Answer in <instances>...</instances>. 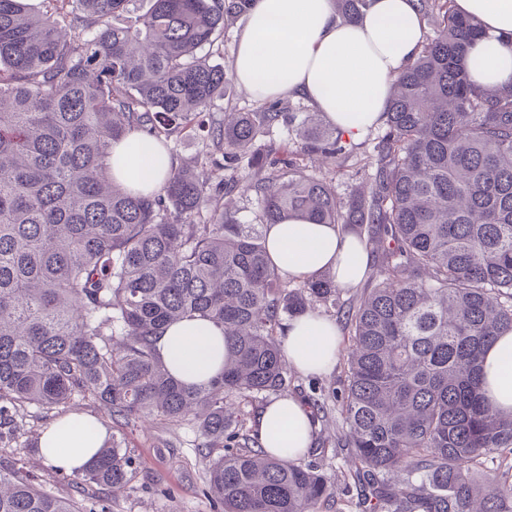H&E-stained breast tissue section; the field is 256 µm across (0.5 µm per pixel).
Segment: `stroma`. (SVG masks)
<instances>
[{"label": "stroma", "instance_id": "35a3bbf8", "mask_svg": "<svg viewBox=\"0 0 512 512\" xmlns=\"http://www.w3.org/2000/svg\"><path fill=\"white\" fill-rule=\"evenodd\" d=\"M378 135V130H370L354 140L348 157L338 160L320 154L299 156V168L305 175L331 183L337 198L348 201L369 185L364 160L372 154ZM350 346V339L342 340L337 361L329 373L306 375L291 371L289 392L302 397L312 393L322 396L328 415L315 424L313 460L337 500L347 501L346 512H360L358 492L349 475V451L339 445L345 430L333 398L334 393L343 389ZM70 409L100 421L133 457L134 477L129 489L115 492L106 488L99 493L109 512H211L208 499L201 493L210 456L193 425L186 422L171 426L157 420L124 424L113 420L108 405L87 400H74ZM56 417L53 410L28 408L20 413L11 437L0 440V446L21 457L47 490L81 502L85 496L77 476L56 470L38 451L41 430Z\"/></svg>", "mask_w": 512, "mask_h": 512}]
</instances>
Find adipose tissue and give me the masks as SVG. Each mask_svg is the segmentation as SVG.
<instances>
[{
  "mask_svg": "<svg viewBox=\"0 0 512 512\" xmlns=\"http://www.w3.org/2000/svg\"><path fill=\"white\" fill-rule=\"evenodd\" d=\"M454 7L483 31L465 56L472 80L489 90L512 85V0H454ZM424 29L413 0H371L351 22L337 18L334 0H258L237 39L232 74L257 99H306L355 139L383 122L393 82L420 51ZM172 166L170 155L140 133L112 144V177L132 193L160 191ZM265 236L284 278L303 280L328 270L336 287L347 290L366 277L368 254L357 234L341 232L338 225L293 216L266 225ZM339 344L336 324L311 314L289 321L282 339L290 366L316 375L334 366ZM157 349L186 385L219 376L227 356L223 329L197 316L168 325ZM480 387L493 410L512 414V331L485 351ZM313 431L305 406L292 396L272 399L253 421L262 449L282 459L306 453ZM108 435L95 418L70 414L43 428L40 453L53 467L79 473L95 462Z\"/></svg>",
  "mask_w": 512,
  "mask_h": 512,
  "instance_id": "ef3b65f1",
  "label": "adipose tissue"
}]
</instances>
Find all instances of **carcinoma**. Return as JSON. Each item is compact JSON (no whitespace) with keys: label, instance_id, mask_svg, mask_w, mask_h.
<instances>
[{"label":"carcinoma","instance_id":"carcinoma-1","mask_svg":"<svg viewBox=\"0 0 512 512\" xmlns=\"http://www.w3.org/2000/svg\"><path fill=\"white\" fill-rule=\"evenodd\" d=\"M0 0V427L28 407L81 398L125 423L190 422L222 448L205 494L223 512H322L313 464L264 455L228 400L288 394L282 332L318 304L349 330L339 414L366 512H512V416L484 401L485 349L512 330V89L477 86L463 63L479 35L453 0H416L434 36L393 85L369 190L344 205L287 157H262L244 190L262 223L224 209L256 139L295 133L302 154L336 159L344 135L295 123L279 97L213 118L233 76L213 59L258 0ZM349 20L369 0H335ZM163 149L204 133V162L173 168L160 192L112 179V142ZM361 234L374 285L340 303L331 272L290 287L263 226L292 217ZM201 316L224 329V374L186 386L157 352L161 330ZM114 443L87 487H127ZM403 472L401 487L388 478ZM0 512H84L42 490L22 459L0 464Z\"/></svg>","mask_w":512,"mask_h":512}]
</instances>
